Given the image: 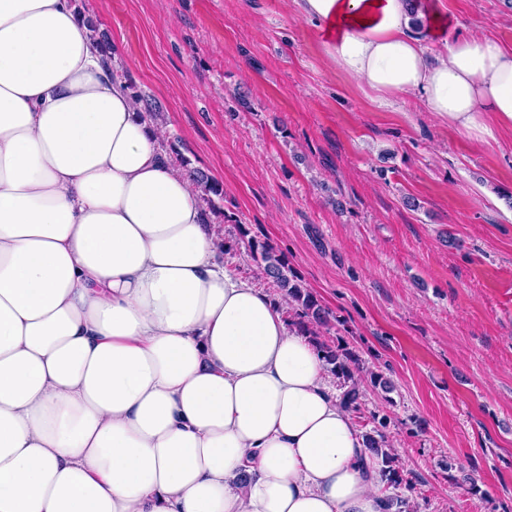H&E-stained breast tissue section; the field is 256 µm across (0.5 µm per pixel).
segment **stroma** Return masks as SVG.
Returning a JSON list of instances; mask_svg holds the SVG:
<instances>
[{
	"label": "stroma",
	"mask_w": 512,
	"mask_h": 512,
	"mask_svg": "<svg viewBox=\"0 0 512 512\" xmlns=\"http://www.w3.org/2000/svg\"><path fill=\"white\" fill-rule=\"evenodd\" d=\"M458 35L512 49V0H443ZM112 65L181 157L222 183L224 249L259 278L268 243L390 391L367 388L413 512H512V130L475 142L417 101H373L291 0H83Z\"/></svg>",
	"instance_id": "1"
}]
</instances>
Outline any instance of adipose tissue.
I'll use <instances>...</instances> for the list:
<instances>
[{"mask_svg": "<svg viewBox=\"0 0 512 512\" xmlns=\"http://www.w3.org/2000/svg\"><path fill=\"white\" fill-rule=\"evenodd\" d=\"M293 3L380 103L512 130V49L442 0ZM165 133L74 0H0V512H387L322 353L225 261Z\"/></svg>", "mask_w": 512, "mask_h": 512, "instance_id": "obj_1", "label": "adipose tissue"}]
</instances>
